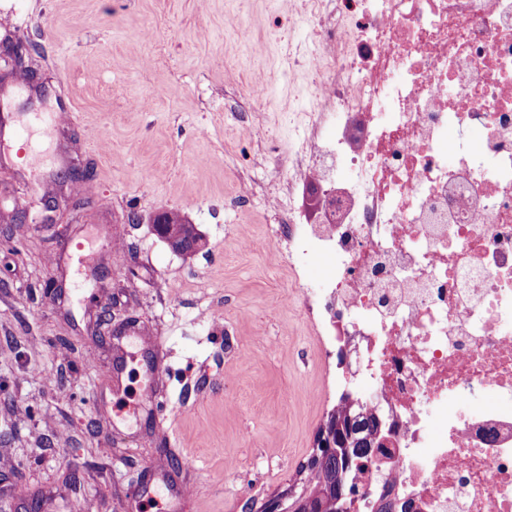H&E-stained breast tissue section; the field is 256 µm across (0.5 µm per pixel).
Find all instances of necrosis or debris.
Wrapping results in <instances>:
<instances>
[{
	"label": "necrosis or debris",
	"mask_w": 512,
	"mask_h": 512,
	"mask_svg": "<svg viewBox=\"0 0 512 512\" xmlns=\"http://www.w3.org/2000/svg\"><path fill=\"white\" fill-rule=\"evenodd\" d=\"M310 110L251 185L359 348L392 512H512V0H301ZM482 129L472 139L473 129ZM493 404H485V391Z\"/></svg>",
	"instance_id": "obj_1"
}]
</instances>
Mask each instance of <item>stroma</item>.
<instances>
[{"instance_id":"obj_1","label":"stroma","mask_w":512,"mask_h":512,"mask_svg":"<svg viewBox=\"0 0 512 512\" xmlns=\"http://www.w3.org/2000/svg\"><path fill=\"white\" fill-rule=\"evenodd\" d=\"M293 6L0 0V34L42 48L50 109L72 115L19 140L35 109L15 80L0 89L17 147L0 163V512H32L18 485L39 512H159L181 484L191 512H261L310 454L339 392L300 304L329 268L291 270L239 177L263 180L257 148L283 155L295 142L306 77L287 75L283 57L304 28L275 27ZM258 76L269 91L252 101ZM66 164L89 175L68 193L90 184L93 199L43 223ZM163 211L197 226L194 255L157 237L150 219ZM109 225L124 228L119 264ZM52 280L54 301L43 297ZM103 308L112 321L98 328ZM155 366L166 377L151 391ZM117 375L125 391L107 419L97 402Z\"/></svg>"}]
</instances>
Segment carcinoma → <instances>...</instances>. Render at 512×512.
<instances>
[{
  "instance_id": "1",
  "label": "carcinoma",
  "mask_w": 512,
  "mask_h": 512,
  "mask_svg": "<svg viewBox=\"0 0 512 512\" xmlns=\"http://www.w3.org/2000/svg\"><path fill=\"white\" fill-rule=\"evenodd\" d=\"M162 217L166 224L177 233L190 235L192 228L188 221L177 212H165ZM332 428L342 440L339 453L310 455L300 465L303 477L297 483L298 491L306 492L312 500V509L336 512V498L339 495L337 473L348 468L350 477L364 473L366 463L376 450L381 449L382 430L377 416L367 411L366 406L352 400L346 393L341 394L326 413L315 440H320L324 431Z\"/></svg>"
}]
</instances>
